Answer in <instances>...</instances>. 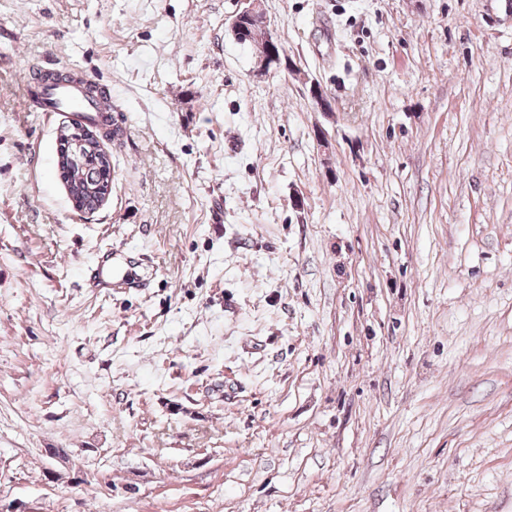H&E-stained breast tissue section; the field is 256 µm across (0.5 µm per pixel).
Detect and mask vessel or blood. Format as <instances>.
Wrapping results in <instances>:
<instances>
[{
  "mask_svg": "<svg viewBox=\"0 0 512 512\" xmlns=\"http://www.w3.org/2000/svg\"><path fill=\"white\" fill-rule=\"evenodd\" d=\"M25 96L45 115L64 112L85 123H107L112 119V98L101 94L95 80L79 71H44L27 78Z\"/></svg>",
  "mask_w": 512,
  "mask_h": 512,
  "instance_id": "obj_1",
  "label": "vessel or blood"
}]
</instances>
